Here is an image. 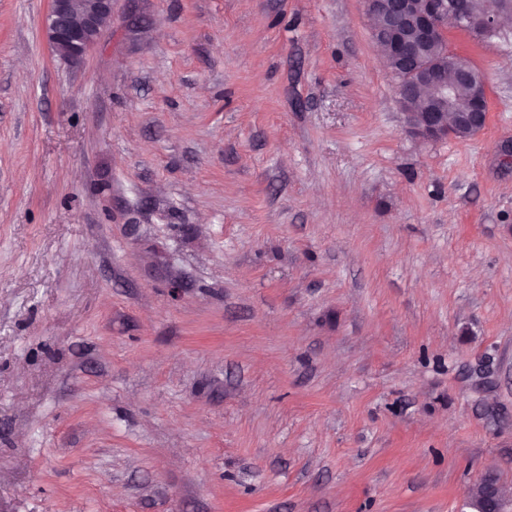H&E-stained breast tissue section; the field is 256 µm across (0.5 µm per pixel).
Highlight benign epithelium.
<instances>
[{
	"label": "benign epithelium",
	"instance_id": "benign-epithelium-1",
	"mask_svg": "<svg viewBox=\"0 0 512 512\" xmlns=\"http://www.w3.org/2000/svg\"><path fill=\"white\" fill-rule=\"evenodd\" d=\"M369 16L382 20L374 29L388 62L409 73L397 84L398 101L406 115V131L416 139L454 138L459 128L467 138L487 123V93L476 90L462 111L447 109L455 85L448 82V66L441 61L417 63L420 47L441 41L448 50L447 28L484 32L498 27L501 13L477 0H366ZM112 19V0H50L45 37L52 52L69 62L80 61L97 43Z\"/></svg>",
	"mask_w": 512,
	"mask_h": 512
}]
</instances>
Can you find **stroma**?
<instances>
[{"mask_svg":"<svg viewBox=\"0 0 512 512\" xmlns=\"http://www.w3.org/2000/svg\"><path fill=\"white\" fill-rule=\"evenodd\" d=\"M48 6L0 0V512H512V22L423 142L365 0H112L76 65Z\"/></svg>","mask_w":512,"mask_h":512,"instance_id":"stroma-1","label":"stroma"}]
</instances>
